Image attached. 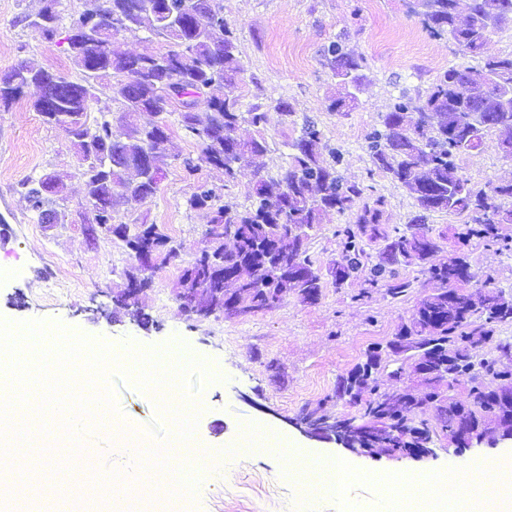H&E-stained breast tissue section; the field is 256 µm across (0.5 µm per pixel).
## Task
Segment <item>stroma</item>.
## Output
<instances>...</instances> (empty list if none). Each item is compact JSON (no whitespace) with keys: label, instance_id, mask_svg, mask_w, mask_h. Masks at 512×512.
<instances>
[{"label":"stroma","instance_id":"obj_1","mask_svg":"<svg viewBox=\"0 0 512 512\" xmlns=\"http://www.w3.org/2000/svg\"><path fill=\"white\" fill-rule=\"evenodd\" d=\"M225 20L237 30L243 71L237 92L244 106H260L267 114L263 135L267 149L257 158L261 175L278 178L288 167L289 144L305 120L314 121L324 140L341 156L338 170L349 183L364 190L365 201H383L381 228L389 235L403 234L415 211L406 189L372 164L366 150L368 134L379 127L381 116L394 98L407 94L417 99L448 66L465 58L448 38L430 36L413 11V0H217ZM44 0H0V75L20 61L31 60L78 80L79 71L62 40L46 41L23 21L37 13ZM365 61L367 79L350 111L331 112L327 106L336 93L321 50L331 41ZM36 89L9 109H0V217L10 227V239L0 245V318L10 322L43 320L73 332L107 342L120 351L127 341L151 349L179 341L203 359L224 366V376L206 382L201 393L208 411L198 418L194 436L211 448L205 469L186 462L183 474L198 481L195 496L129 502L103 495L98 478L112 474L129 483L130 459L114 447L111 437L88 425L82 446L96 455L97 467L83 473L85 498L71 512H342L332 496L317 497L289 479L280 460L256 458L228 451L244 423L255 422L281 431L299 447L321 454L351 457L370 466L373 477L405 470L466 468L477 460L496 458L512 439L490 433L471 448L449 446L439 438L432 455L414 460L382 452L351 454L334 443L306 437L297 426L302 411L323 409L339 417L352 411L333 394L339 378L365 359L369 348L386 345L400 325L409 322L432 285L416 265H397L399 278L410 288L395 299L385 289L369 287L364 278L336 285L329 269L341 254L337 229L351 223L350 215L330 213L309 232L308 253L322 278L318 303L286 296L274 309L227 319L217 314L191 321L176 297L180 264L159 269L141 300L148 326L134 322L114 294L132 264L122 242L110 235L89 244L82 229L84 187L77 160L63 133L48 125L32 102ZM287 101L290 116H282L279 101ZM174 159L163 168L154 197L133 206L119 207V224H159L181 246L182 261L191 260L201 245L209 222L205 211L187 210L184 201L197 182L208 183L221 204L242 208L252 200L253 179L244 176L224 182L223 170L201 166L196 175L184 171L180 159L198 156L200 145L187 136L177 115L167 117ZM461 172L471 185L489 189L512 177V158H506L488 135L481 151L462 155ZM55 176L64 186L54 223H41L22 189L28 178ZM473 271L491 278L512 295V253L473 241L469 249ZM119 419L130 422L143 447H153L148 425L159 415L149 392L112 377Z\"/></svg>","mask_w":512,"mask_h":512}]
</instances>
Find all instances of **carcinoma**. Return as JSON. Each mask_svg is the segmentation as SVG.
<instances>
[{"label": "carcinoma", "mask_w": 512, "mask_h": 512, "mask_svg": "<svg viewBox=\"0 0 512 512\" xmlns=\"http://www.w3.org/2000/svg\"><path fill=\"white\" fill-rule=\"evenodd\" d=\"M112 17L167 42V49L155 53L128 55L108 47L104 36L88 46L84 18L71 19L65 41L80 79L51 71L37 63H24L25 77L13 83V74L0 78V108H7L24 94L25 89H54L52 97L42 94L33 102L35 111L54 127L69 125V140L78 155L79 175L84 185L83 223L113 224V213L121 205L117 188L124 185L133 169L166 165L170 137L166 115L177 99L170 97L175 82L193 90L198 99L197 111L180 112L183 129L201 146L198 157H186L182 165L190 176L206 164L224 170V184L236 182L245 169L224 167V158L239 156L251 161L266 150L265 139L258 135L247 139L235 136L246 121L255 128L265 122V113L257 106L243 110L235 89L242 72L238 56L236 30L225 21L216 0H199L196 13L186 8V0H109ZM454 0H429L421 15L424 29L434 37L453 40L476 65L448 67L431 86L424 98L397 97L382 116V128L368 136L367 150L373 165L409 191L416 211L409 220L411 232L390 237L380 233L383 201L361 202L363 190L346 183L336 164L325 161L323 152L336 151L323 142L322 132L313 123L302 127L301 135L291 144L290 165L283 176L265 178L253 172L254 196L250 207L237 210L216 204V194L199 183L186 200L189 210H208L209 224L203 233L204 248L213 258L224 261L225 280L216 286L208 282L202 261L193 260L180 274V289H198L204 303H215L210 290L218 287L242 298L247 314L274 308L292 292L302 302L310 293L321 296L323 283L313 271L308 255L306 230L321 223L332 211L354 216L353 224L338 231L341 257L331 268L340 285L365 268L367 260L363 237L381 238L385 245L379 260L369 268L368 283L383 286L394 298L405 295L410 282L401 280L391 266L403 262L422 268L435 290L421 301L409 322L401 325L399 336H417L419 343L442 342L453 345L455 356L448 367V386L466 379L471 382L464 402L452 401L435 407V424L416 417L404 421L384 415L381 400L394 389L381 387L376 378L364 384L353 383V375L371 367L374 353L342 377L336 387L339 401L357 408L355 420L371 426L373 439L369 448H381L391 456H402L404 449L416 448L442 432L452 436L460 428L475 433L487 432L490 421L502 423L512 418V402L490 400L491 391L478 382L490 376L498 386H512V366L493 356L474 357V338L484 336L498 351L504 345L498 339L500 325L512 322V297L488 281H481L471 271L465 249L472 239L502 244L512 251V236L502 233L501 225L512 224V179L491 186V192L476 190L459 171L457 157L480 149L484 136L494 133L497 142L512 143V113L498 109L495 96L498 85L481 96L466 99L461 92L475 73L493 74L512 83V55H494L487 51V34L512 24V0H469L468 14L461 19ZM59 0H47V16L40 30L53 41L60 30ZM206 19L208 35L200 37L195 14ZM327 65L338 79L341 90L328 110L349 111L356 97L344 91L347 84L360 86L364 80L363 64L332 42L323 51ZM122 105L117 123L112 113H101L95 124L87 123V108L98 99L100 88ZM472 108L481 112L476 138L474 129L457 121V112ZM148 112L157 123L147 126L139 116ZM44 177L29 178L22 183L32 210L43 217L53 196L43 192ZM159 188L154 177L129 186L138 203L155 195ZM434 212H446L464 218L457 236V248L448 260L436 262L441 250L428 227ZM160 245L155 268L175 262L179 253L175 243L159 224L146 225ZM307 270L310 276L299 284L289 276ZM462 279L480 298L478 304L461 309L448 305L441 291L451 279Z\"/></svg>", "instance_id": "cac0c4a2"}]
</instances>
